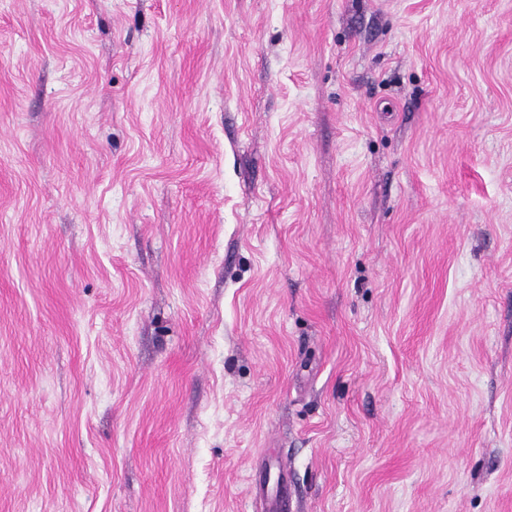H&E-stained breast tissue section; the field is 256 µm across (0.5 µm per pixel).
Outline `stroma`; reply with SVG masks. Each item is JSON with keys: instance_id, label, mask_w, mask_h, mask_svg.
I'll return each mask as SVG.
<instances>
[{"instance_id": "obj_1", "label": "stroma", "mask_w": 512, "mask_h": 512, "mask_svg": "<svg viewBox=\"0 0 512 512\" xmlns=\"http://www.w3.org/2000/svg\"><path fill=\"white\" fill-rule=\"evenodd\" d=\"M512 512V0H0V512Z\"/></svg>"}]
</instances>
